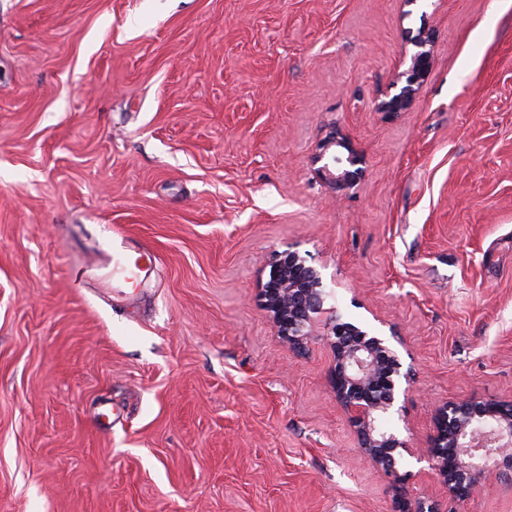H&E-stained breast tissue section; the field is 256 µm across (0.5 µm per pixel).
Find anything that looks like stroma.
Listing matches in <instances>:
<instances>
[{
    "label": "stroma",
    "mask_w": 512,
    "mask_h": 512,
    "mask_svg": "<svg viewBox=\"0 0 512 512\" xmlns=\"http://www.w3.org/2000/svg\"><path fill=\"white\" fill-rule=\"evenodd\" d=\"M288 251L403 336L414 446L512 399V0H0V512H393L260 301ZM418 73L419 70L417 68H413L411 73L407 76L405 84H399V81L392 84L394 91L389 100L385 102L386 109L394 111L408 103L414 94V80Z\"/></svg>",
    "instance_id": "35a3bbf8"
}]
</instances>
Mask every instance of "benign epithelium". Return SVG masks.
I'll list each match as a JSON object with an SVG mask.
<instances>
[{
	"label": "benign epithelium",
	"instance_id": "obj_1",
	"mask_svg": "<svg viewBox=\"0 0 512 512\" xmlns=\"http://www.w3.org/2000/svg\"><path fill=\"white\" fill-rule=\"evenodd\" d=\"M414 68L405 83L394 82L385 108L394 111L414 94ZM333 154L323 169L334 170L343 188L354 173ZM262 305L278 335L300 352L319 335L330 349L333 366L330 385L359 448L390 479L394 512H457L454 504L469 498L486 484L512 486V399L470 396L445 401L435 409L434 429L426 446L415 448L385 424L401 407L400 395L412 388V366H404L395 344V332L385 336L375 328L355 323L329 304L330 291L319 271L297 252L276 256L269 280L260 290ZM424 461L441 479L445 500L415 496L409 490L413 474L403 470L406 459Z\"/></svg>",
	"mask_w": 512,
	"mask_h": 512
}]
</instances>
